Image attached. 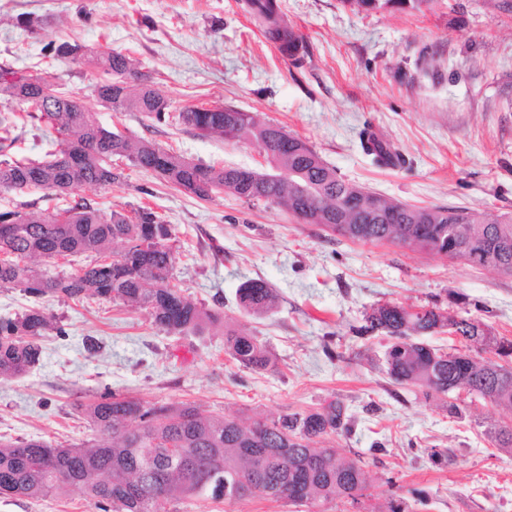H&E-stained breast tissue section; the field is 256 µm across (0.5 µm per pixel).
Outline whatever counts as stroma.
Instances as JSON below:
<instances>
[{
	"label": "stroma",
	"mask_w": 512,
	"mask_h": 512,
	"mask_svg": "<svg viewBox=\"0 0 512 512\" xmlns=\"http://www.w3.org/2000/svg\"><path fill=\"white\" fill-rule=\"evenodd\" d=\"M279 4L304 38L302 66L265 41L239 0H0V64L62 85L106 128L196 161L268 171L245 144L112 111L95 93V71L43 52L51 41L109 47L134 60L174 108L233 106L278 123L368 190L414 206L512 213V9L438 0L431 10L393 15L355 13L340 0ZM21 16L41 19V29L18 25ZM367 127L397 149L403 166L380 165L362 149ZM112 164L123 180L82 196L107 213L148 207L172 224L178 287L218 309L224 323L174 334L142 310L46 301L66 333L43 339L41 360L27 375L0 379L1 439L88 441L92 432L73 403L107 391L243 421L335 399L355 423L329 442L361 460L369 496L360 508L337 499L322 512H385L392 496L406 498L413 512H512V452L488 434L512 425V411L475 399L465 419L450 417L439 401L390 380L386 336L353 334L373 305L436 300L511 339L512 277L393 244L353 242L228 194L201 200L126 159ZM249 279L279 294L273 313L257 318L239 308L236 291ZM228 327L266 343L275 367L255 372L231 359ZM91 338L98 352H88ZM434 448L447 450V464L433 463ZM0 512L94 510L74 489L64 498H0Z\"/></svg>",
	"instance_id": "35a3bbf8"
}]
</instances>
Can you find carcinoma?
Here are the masks:
<instances>
[{"label":"carcinoma","mask_w":512,"mask_h":512,"mask_svg":"<svg viewBox=\"0 0 512 512\" xmlns=\"http://www.w3.org/2000/svg\"><path fill=\"white\" fill-rule=\"evenodd\" d=\"M358 13H423L434 0H340ZM242 10L265 39L299 65L306 54L301 34L288 23L278 0H242ZM45 49L104 75L95 92L116 111L139 112L161 125H183L201 138L222 137L257 149L271 171L261 186L241 180L244 168L194 162L155 141L103 127L74 98L52 87L39 73L0 66V189L23 193L38 189L70 197L54 212L22 204L0 211V288H18L31 304L15 316H0V378H20L41 359L42 339L66 334L46 312L42 300L95 297L147 311L169 333L200 330L220 320L219 313L185 296L173 283L177 236L172 225L147 207L109 214L74 193L78 187H106L123 179L112 157L150 171L201 200L232 194L252 204L280 207L305 224H318L352 241L394 244L413 251L460 260L481 269L473 252L502 262L512 276V215L487 219L458 206L417 207L387 199L352 183L329 166L309 143L283 126L261 122L231 106H188L174 110L169 98L144 74H136L125 54L79 44L48 43ZM25 105L19 116L9 107ZM53 128L54 149L44 160L11 156L18 122ZM362 149L384 166L396 167L401 155L369 128ZM124 248L113 259L116 246ZM60 255L93 258L80 271L52 274ZM239 307L250 315L274 311L279 297L260 280L237 292ZM453 328L465 347L445 352L422 337ZM368 339H391L385 368L397 385L438 398L448 414L461 417L456 394L512 409V368L491 366L481 354L512 360V340L498 336L479 318L462 317L437 302L406 307L379 303L354 329ZM228 354L241 366H275L268 347L253 336L224 332ZM96 437L81 445L53 444L43 438L0 441V497L38 499L77 489L99 512H169L167 504L228 503L263 498L286 499L315 512L342 497L360 503L367 491L361 462L321 445L328 435L345 433L351 417L341 402L278 417L257 415L245 423L209 414L192 404L148 406L139 399L105 392L77 402ZM499 448L512 450V426L489 430ZM174 448L185 460L170 457Z\"/></svg>","instance_id":"obj_1"}]
</instances>
